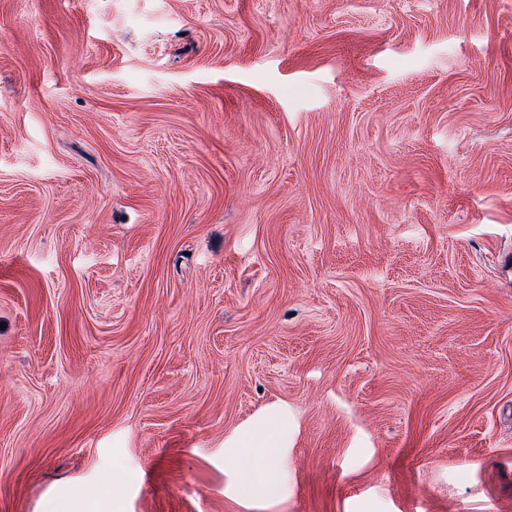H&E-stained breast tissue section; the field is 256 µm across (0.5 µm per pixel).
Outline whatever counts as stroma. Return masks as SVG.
Instances as JSON below:
<instances>
[{
    "label": "stroma",
    "instance_id": "35a3bbf8",
    "mask_svg": "<svg viewBox=\"0 0 512 512\" xmlns=\"http://www.w3.org/2000/svg\"><path fill=\"white\" fill-rule=\"evenodd\" d=\"M71 491L512 512V0H0V512ZM224 448L241 465L239 493L251 499H273L288 493V475L275 455L257 454L256 448H288V409L274 407L254 417L224 439Z\"/></svg>",
    "mask_w": 512,
    "mask_h": 512
}]
</instances>
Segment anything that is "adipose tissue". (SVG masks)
Returning <instances> with one entry per match:
<instances>
[{"label":"adipose tissue","mask_w":512,"mask_h":512,"mask_svg":"<svg viewBox=\"0 0 512 512\" xmlns=\"http://www.w3.org/2000/svg\"><path fill=\"white\" fill-rule=\"evenodd\" d=\"M224 445L243 471L238 485L243 497L273 499L287 495V472L271 454L272 449L288 445L287 408L274 407L260 413L225 437Z\"/></svg>","instance_id":"1"}]
</instances>
